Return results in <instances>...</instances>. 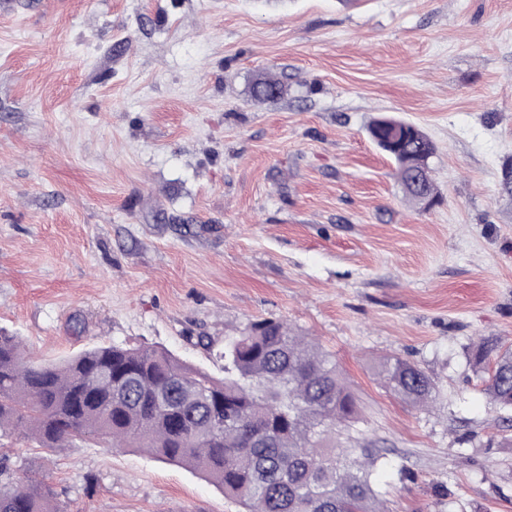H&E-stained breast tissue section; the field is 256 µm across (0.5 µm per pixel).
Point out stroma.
Instances as JSON below:
<instances>
[{"label": "stroma", "mask_w": 512, "mask_h": 512, "mask_svg": "<svg viewBox=\"0 0 512 512\" xmlns=\"http://www.w3.org/2000/svg\"><path fill=\"white\" fill-rule=\"evenodd\" d=\"M274 78L284 96L257 102ZM436 146L408 203L379 116ZM512 0H0V331L26 361L163 347L224 374L275 318L333 354L388 512H512ZM428 375L414 409L383 359ZM37 460L64 512H241L196 471L99 441ZM477 359L480 363L482 360H492L487 391L500 406L512 407V348L488 341ZM378 374L393 394L413 408L428 405L436 396L432 380L407 360L386 359L380 365Z\"/></svg>", "instance_id": "obj_1"}]
</instances>
